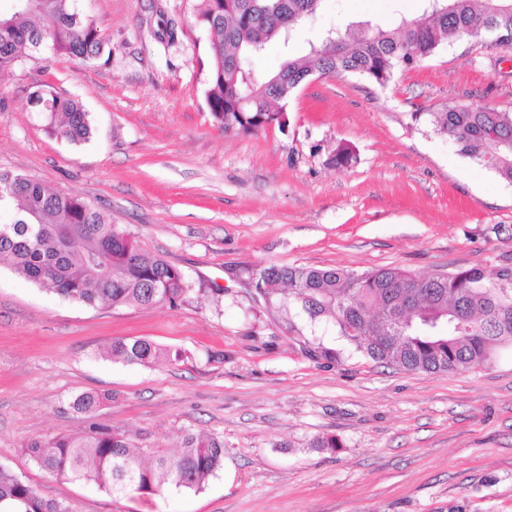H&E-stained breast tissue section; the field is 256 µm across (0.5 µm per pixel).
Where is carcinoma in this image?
<instances>
[{
    "label": "carcinoma",
    "instance_id": "obj_1",
    "mask_svg": "<svg viewBox=\"0 0 512 512\" xmlns=\"http://www.w3.org/2000/svg\"><path fill=\"white\" fill-rule=\"evenodd\" d=\"M197 21L211 34L205 98L226 130L257 132L286 125L283 102L313 76H358L386 87L397 71L433 56L461 37L484 41L486 28L512 35V0H421V20L353 21L346 30L321 32L306 55L288 59L272 75H260L254 59L268 43L288 42L313 23L321 0H201ZM99 58L103 42L94 21L76 0H15L0 15V75L23 48ZM30 102L48 116L50 134L70 144L92 137L89 112L77 99L49 86ZM427 116L432 130L456 151L512 185V112L471 104ZM16 206L0 224V262L27 281L87 305L177 307L190 299L185 274L141 249L112 222L111 214L20 174L0 171V206ZM255 291L269 300L281 294L285 312L299 309L310 320L336 327L340 336L375 362L407 371L456 372L491 360L512 343V269L491 281L472 267L421 276L399 267L357 272L346 268L270 265L251 274ZM103 355L151 366L178 361L179 351L147 339L115 338ZM101 398L78 395L72 408L90 414ZM27 454L46 474L93 483L113 494L153 497L168 489H200L224 465V437L189 432L180 449L140 448L118 428L92 426L83 437L59 434L34 440ZM0 512H69L45 500L28 483L0 468Z\"/></svg>",
    "mask_w": 512,
    "mask_h": 512
}]
</instances>
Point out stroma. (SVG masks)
<instances>
[{
  "label": "stroma",
  "instance_id": "stroma-1",
  "mask_svg": "<svg viewBox=\"0 0 512 512\" xmlns=\"http://www.w3.org/2000/svg\"><path fill=\"white\" fill-rule=\"evenodd\" d=\"M421 0H322L315 28L421 15ZM109 59L23 50L0 79V170L111 214L180 268L175 308L89 306L0 266V467L70 512H512V347L481 366H380L328 324L285 315L248 269L399 267L418 275L512 268V185L458 154L415 112L478 103L512 112V49L463 38L387 87L314 77L284 127L224 130L205 99L200 0H77ZM80 100L90 142L50 135L29 102ZM340 145L352 161L330 163ZM115 338L181 351L146 367L103 356ZM105 401L74 412L82 393ZM119 428L175 451L224 438L203 489L152 498L49 476L34 440ZM336 437L331 450L312 447Z\"/></svg>",
  "mask_w": 512,
  "mask_h": 512
}]
</instances>
